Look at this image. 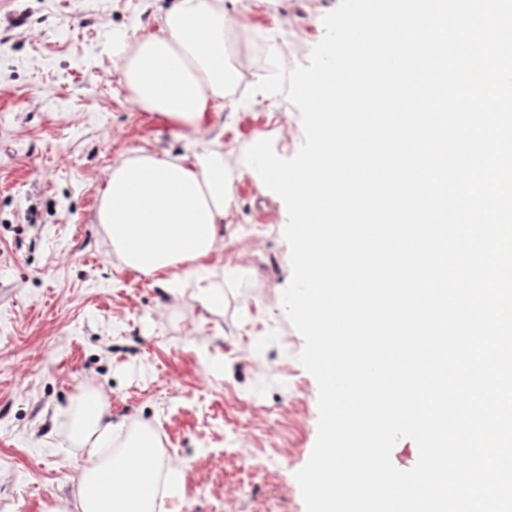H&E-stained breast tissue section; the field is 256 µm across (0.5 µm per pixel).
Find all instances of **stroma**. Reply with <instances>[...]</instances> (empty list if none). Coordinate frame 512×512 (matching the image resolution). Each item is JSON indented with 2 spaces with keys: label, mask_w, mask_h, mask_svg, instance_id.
Wrapping results in <instances>:
<instances>
[{
  "label": "stroma",
  "mask_w": 512,
  "mask_h": 512,
  "mask_svg": "<svg viewBox=\"0 0 512 512\" xmlns=\"http://www.w3.org/2000/svg\"><path fill=\"white\" fill-rule=\"evenodd\" d=\"M169 4L0 0V512L70 498L82 451L56 408L79 387L107 397L117 441L150 427L182 467L184 492L159 482L165 512H305L295 474L317 439L319 389L281 302L292 278L282 198L256 175L236 180L224 246L207 262L216 307L183 281L125 269L96 222L114 161L193 145L119 82ZM338 4L222 0L246 40L212 120L225 168L238 172L265 139L280 157L298 152V109L255 86L266 51L307 64Z\"/></svg>",
  "instance_id": "stroma-1"
}]
</instances>
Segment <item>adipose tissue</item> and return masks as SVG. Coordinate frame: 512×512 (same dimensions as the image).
<instances>
[{
	"instance_id": "adipose-tissue-1",
	"label": "adipose tissue",
	"mask_w": 512,
	"mask_h": 512,
	"mask_svg": "<svg viewBox=\"0 0 512 512\" xmlns=\"http://www.w3.org/2000/svg\"><path fill=\"white\" fill-rule=\"evenodd\" d=\"M226 25L218 0H175L160 33L139 40L121 82L142 109L205 131L211 110L236 80L224 62ZM233 183L220 145L176 158L142 149L109 168L97 220L127 268L156 275L182 264L198 282ZM58 411L83 459L70 478L73 500L43 512H156L160 445L154 432L138 429L113 448L111 410L95 391L69 397Z\"/></svg>"
}]
</instances>
